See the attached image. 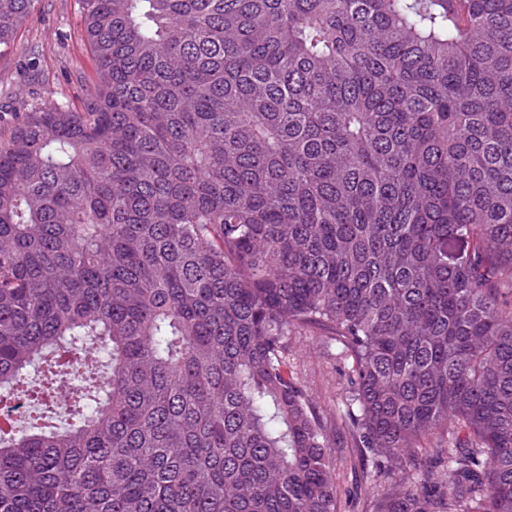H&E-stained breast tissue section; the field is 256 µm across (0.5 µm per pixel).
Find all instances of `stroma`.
Segmentation results:
<instances>
[{
	"label": "stroma",
	"instance_id": "stroma-1",
	"mask_svg": "<svg viewBox=\"0 0 512 512\" xmlns=\"http://www.w3.org/2000/svg\"><path fill=\"white\" fill-rule=\"evenodd\" d=\"M76 0H38L19 29L12 48L0 51V111L5 124L50 102L81 107L83 79L92 77L94 59L78 33ZM289 369L304 387L327 427H341L339 411L346 381L336 347L316 331H296L288 340ZM357 449L337 448L331 468L341 490L340 512H375L377 500L360 470L351 466Z\"/></svg>",
	"mask_w": 512,
	"mask_h": 512
}]
</instances>
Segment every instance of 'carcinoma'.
<instances>
[{
	"label": "carcinoma",
	"instance_id": "1",
	"mask_svg": "<svg viewBox=\"0 0 512 512\" xmlns=\"http://www.w3.org/2000/svg\"><path fill=\"white\" fill-rule=\"evenodd\" d=\"M78 2L83 107L0 127V512H339L343 437L377 512H512V0ZM335 344L316 331L298 330L288 339L289 370L299 380L329 430L341 428L339 409L346 381Z\"/></svg>",
	"mask_w": 512,
	"mask_h": 512
}]
</instances>
